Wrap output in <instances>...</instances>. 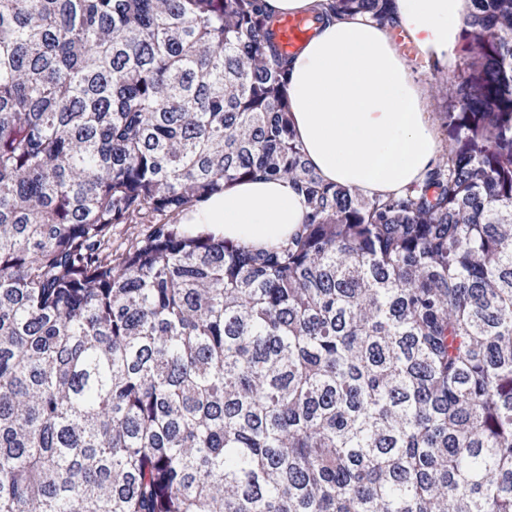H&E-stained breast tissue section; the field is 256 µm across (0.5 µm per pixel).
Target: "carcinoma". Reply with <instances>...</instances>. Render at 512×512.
I'll return each mask as SVG.
<instances>
[{
	"instance_id": "cac0c4a2",
	"label": "carcinoma",
	"mask_w": 512,
	"mask_h": 512,
	"mask_svg": "<svg viewBox=\"0 0 512 512\" xmlns=\"http://www.w3.org/2000/svg\"><path fill=\"white\" fill-rule=\"evenodd\" d=\"M472 4L446 160L370 200L263 0H0V512H512V0ZM242 177L288 243L181 223Z\"/></svg>"
}]
</instances>
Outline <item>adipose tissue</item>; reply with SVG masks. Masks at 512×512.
Listing matches in <instances>:
<instances>
[{"label":"adipose tissue","mask_w":512,"mask_h":512,"mask_svg":"<svg viewBox=\"0 0 512 512\" xmlns=\"http://www.w3.org/2000/svg\"><path fill=\"white\" fill-rule=\"evenodd\" d=\"M390 10L391 29L361 14L325 21L285 74L293 124L311 166L324 180L369 198L403 194L445 157L425 110L427 90L394 31L406 33L426 60L451 63L470 0H391ZM305 213L287 179L245 178L196 203L183 221L267 249L292 237Z\"/></svg>","instance_id":"obj_1"}]
</instances>
